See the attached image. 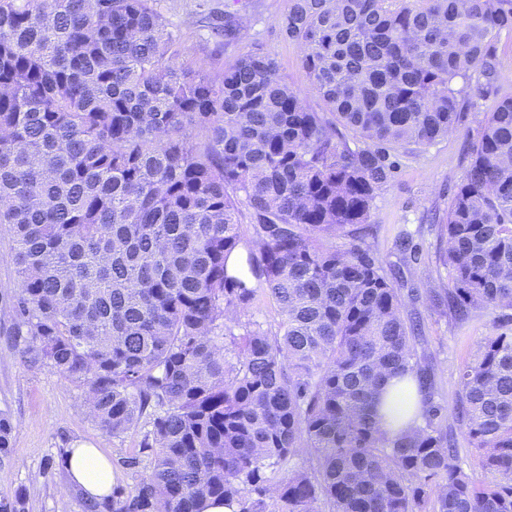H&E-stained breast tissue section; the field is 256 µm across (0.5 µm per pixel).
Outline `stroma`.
<instances>
[{
	"instance_id": "35a3bbf8",
	"label": "stroma",
	"mask_w": 512,
	"mask_h": 512,
	"mask_svg": "<svg viewBox=\"0 0 512 512\" xmlns=\"http://www.w3.org/2000/svg\"><path fill=\"white\" fill-rule=\"evenodd\" d=\"M232 13L234 0H159V8L178 30L187 59L214 74L250 45H261L278 62L294 87L305 89L306 72L299 48L284 40L277 21L287 0H250L246 39L224 46L211 38L202 15L208 7ZM500 78L485 94H472L453 132L421 151L396 153L397 169L379 193L365 238L372 254L403 299V318L420 320L423 332L417 351L431 369L435 400L456 441L464 468L474 466L455 419L459 404L457 372L477 353L498 314L492 310L454 319L447 307L435 306L433 290L447 287L441 263L446 246L441 236L448 204L465 174L468 151L479 121L503 98L512 97V35L497 42ZM15 320L0 312V414L13 423L11 454L0 461V505L22 499L25 512H85L83 495L66 486L65 456L74 443L86 442L111 457L117 486L130 488L153 464L152 451L141 443L151 426L148 419L122 436L103 431L85 410V393L52 365L28 368L14 341Z\"/></svg>"
}]
</instances>
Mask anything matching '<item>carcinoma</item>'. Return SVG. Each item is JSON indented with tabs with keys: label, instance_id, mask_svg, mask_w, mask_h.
<instances>
[{
	"label": "carcinoma",
	"instance_id": "carcinoma-1",
	"mask_svg": "<svg viewBox=\"0 0 512 512\" xmlns=\"http://www.w3.org/2000/svg\"><path fill=\"white\" fill-rule=\"evenodd\" d=\"M248 26L244 8L208 28L229 45ZM278 26L304 91L257 46L213 76L194 67L155 0H0L21 358L82 386L114 437L151 416L154 466L87 512H512V325L458 373L478 480L364 247L391 153L447 136L471 84L497 80L512 0H288ZM511 158L507 98L448 205L433 299L458 317L512 309ZM261 289L274 329L253 319ZM408 374L422 424L389 438L381 386ZM12 430L1 416L0 458Z\"/></svg>",
	"mask_w": 512,
	"mask_h": 512
}]
</instances>
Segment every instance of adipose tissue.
I'll list each match as a JSON object with an SVG mask.
<instances>
[{
  "mask_svg": "<svg viewBox=\"0 0 512 512\" xmlns=\"http://www.w3.org/2000/svg\"><path fill=\"white\" fill-rule=\"evenodd\" d=\"M400 386L398 378H388L383 396L385 405L383 411L388 420L384 430L387 435H396L400 429L413 424L415 420L418 394L410 397L399 396L397 390ZM68 473L69 488L80 491L84 498L100 502L112 497L114 486L113 465L110 457L102 454L97 448L86 444H79L69 448L65 458Z\"/></svg>",
  "mask_w": 512,
  "mask_h": 512,
  "instance_id": "adipose-tissue-1",
  "label": "adipose tissue"
}]
</instances>
